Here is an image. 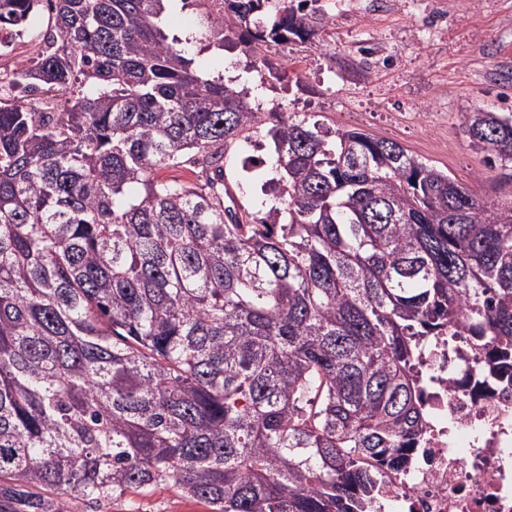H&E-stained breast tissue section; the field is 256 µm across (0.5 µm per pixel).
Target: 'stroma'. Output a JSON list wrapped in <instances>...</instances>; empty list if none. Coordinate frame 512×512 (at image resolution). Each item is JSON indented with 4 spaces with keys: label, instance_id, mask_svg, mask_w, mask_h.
I'll return each instance as SVG.
<instances>
[{
    "label": "stroma",
    "instance_id": "35a3bbf8",
    "mask_svg": "<svg viewBox=\"0 0 512 512\" xmlns=\"http://www.w3.org/2000/svg\"><path fill=\"white\" fill-rule=\"evenodd\" d=\"M326 23L309 42L260 51L269 71L230 39L203 52L205 69L236 78L263 130L232 149L229 174L246 156L269 158L264 131L287 112L330 129H358L399 142L489 201L512 202V181L461 127L465 112L512 114V0H319ZM287 70L289 78L273 79Z\"/></svg>",
    "mask_w": 512,
    "mask_h": 512
}]
</instances>
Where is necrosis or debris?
I'll return each instance as SVG.
<instances>
[{"instance_id": "necrosis-or-debris-1", "label": "necrosis or debris", "mask_w": 512, "mask_h": 512, "mask_svg": "<svg viewBox=\"0 0 512 512\" xmlns=\"http://www.w3.org/2000/svg\"><path fill=\"white\" fill-rule=\"evenodd\" d=\"M423 369L427 426L407 471L382 472L383 512H512V400L464 339L435 340Z\"/></svg>"}]
</instances>
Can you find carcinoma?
<instances>
[{"mask_svg": "<svg viewBox=\"0 0 512 512\" xmlns=\"http://www.w3.org/2000/svg\"><path fill=\"white\" fill-rule=\"evenodd\" d=\"M318 0H46L0 83V512H109L171 488L208 512H372L426 422L418 359L464 336L512 392V203L399 143L281 113L235 205L247 92L187 48L312 40ZM35 0H0L18 29ZM512 164V115L464 112ZM193 154L197 182L156 172ZM176 6L172 9L168 17V25L171 30L178 33L191 32L196 28V18L199 12L195 10H181V4L175 2ZM53 24L54 23L51 22V14H49L47 10H43L42 13L34 21L33 31L30 33L29 43L26 45L22 54L14 59L6 60L3 62L1 61V72L9 69L10 67L15 68L18 64L36 57L42 43L40 34H45L47 29L50 30V27H53Z\"/></svg>", "mask_w": 512, "mask_h": 512, "instance_id": "cac0c4a2", "label": "carcinoma"}]
</instances>
